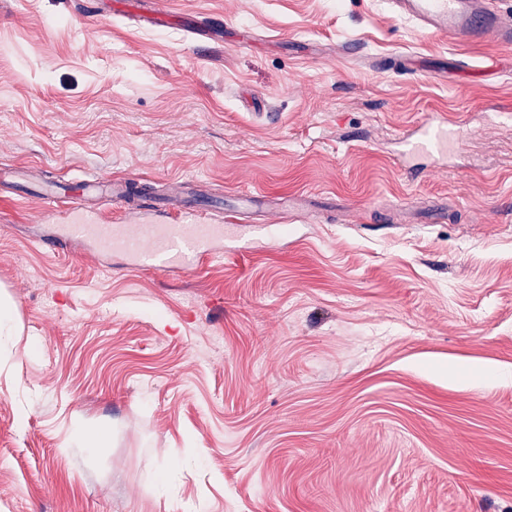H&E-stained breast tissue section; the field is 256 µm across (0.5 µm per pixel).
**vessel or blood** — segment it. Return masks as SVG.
<instances>
[{
  "mask_svg": "<svg viewBox=\"0 0 512 512\" xmlns=\"http://www.w3.org/2000/svg\"><path fill=\"white\" fill-rule=\"evenodd\" d=\"M397 16L412 21L420 30L456 42H481L494 38L512 45V17L503 15L500 0H388ZM448 153L447 122L426 121L419 137L401 140L394 159L406 164L413 157H440ZM123 179L101 184L78 178L67 182L66 192L44 197L51 213H65L67 223L56 242L77 245L91 240L109 254H122L137 263L153 262L164 271L189 272L205 258L220 254L224 227L242 221L234 208L172 209L160 211L144 198L134 209L135 218L125 224H103L86 208L87 194L109 193L113 200L124 198Z\"/></svg>",
  "mask_w": 512,
  "mask_h": 512,
  "instance_id": "b4317fda",
  "label": "vessel or blood"
}]
</instances>
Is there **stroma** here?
Wrapping results in <instances>:
<instances>
[{"label": "stroma", "instance_id": "obj_1", "mask_svg": "<svg viewBox=\"0 0 512 512\" xmlns=\"http://www.w3.org/2000/svg\"><path fill=\"white\" fill-rule=\"evenodd\" d=\"M114 6L0 0V512H512V47L386 0ZM83 176L315 204L163 273L45 244L35 184ZM447 153V120L432 118L420 129V137H406L400 141V149L394 155V160L403 168L410 158L420 155L440 157Z\"/></svg>", "mask_w": 512, "mask_h": 512}]
</instances>
